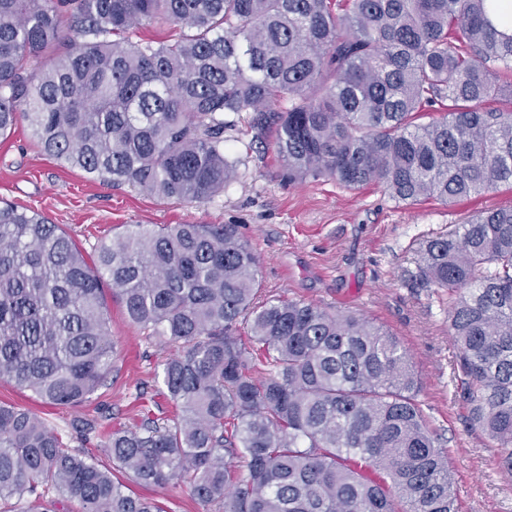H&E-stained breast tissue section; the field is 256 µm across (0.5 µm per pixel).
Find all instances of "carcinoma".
Returning <instances> with one entry per match:
<instances>
[{"instance_id": "carcinoma-1", "label": "carcinoma", "mask_w": 512, "mask_h": 512, "mask_svg": "<svg viewBox=\"0 0 512 512\" xmlns=\"http://www.w3.org/2000/svg\"><path fill=\"white\" fill-rule=\"evenodd\" d=\"M175 42L134 41L142 22ZM50 66L31 62L47 52ZM506 103L488 108L489 101ZM446 111L426 123L421 113ZM249 113L288 181L378 185L416 205L512 187V0H0V137L162 200L224 192V115ZM234 224H136L86 258L57 224L0 203V380L49 405L105 386V293L177 348L105 467L0 404V512H163L114 470L186 483L217 512H458L399 340L353 312L261 299ZM413 278L448 292L469 423L512 475V207L423 243ZM178 33L177 27L162 21L145 22L140 28L138 37L144 40H168L175 38Z\"/></svg>"}]
</instances>
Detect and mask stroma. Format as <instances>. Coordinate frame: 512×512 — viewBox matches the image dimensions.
<instances>
[{"label":"stroma","instance_id":"stroma-1","mask_svg":"<svg viewBox=\"0 0 512 512\" xmlns=\"http://www.w3.org/2000/svg\"><path fill=\"white\" fill-rule=\"evenodd\" d=\"M248 141L240 131L224 133L237 175L223 193L200 203L164 201L103 184L43 154L22 120L0 138V201L47 216L85 252L134 224L239 225L259 258L263 295L350 310L400 340L421 379L427 426L448 451L459 512H512V478L500 471L497 449L467 423L465 386L448 332V295L410 276L422 242L476 211L512 207V188L448 205L427 200L404 206L373 185L352 190L327 178L287 182L272 146L251 150ZM107 317L115 367L109 385L89 402L51 408L0 380V403L30 410L101 465L109 462L102 426L139 423L138 395L156 398L154 370L172 353L129 321L118 298L108 297ZM132 489L164 512H214L183 483H136Z\"/></svg>","mask_w":512,"mask_h":512}]
</instances>
